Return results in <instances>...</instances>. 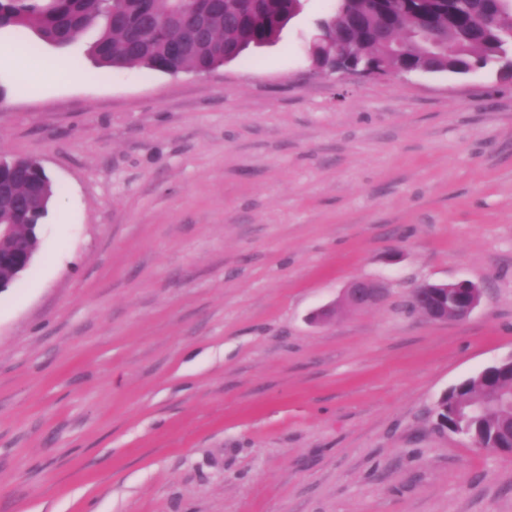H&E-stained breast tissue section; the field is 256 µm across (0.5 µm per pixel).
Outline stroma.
I'll list each match as a JSON object with an SVG mask.
<instances>
[{
    "instance_id": "1",
    "label": "stroma",
    "mask_w": 512,
    "mask_h": 512,
    "mask_svg": "<svg viewBox=\"0 0 512 512\" xmlns=\"http://www.w3.org/2000/svg\"><path fill=\"white\" fill-rule=\"evenodd\" d=\"M333 7L203 75L0 61V153L58 189L0 290V512H512L432 415L512 356V81L310 75ZM461 279L467 318L410 310ZM482 294V287L467 279L446 284L422 282L411 289L410 302L427 319L447 322L469 316L481 303ZM384 286L381 283L357 280L349 284L345 289V301L352 307L363 308L376 303Z\"/></svg>"
}]
</instances>
